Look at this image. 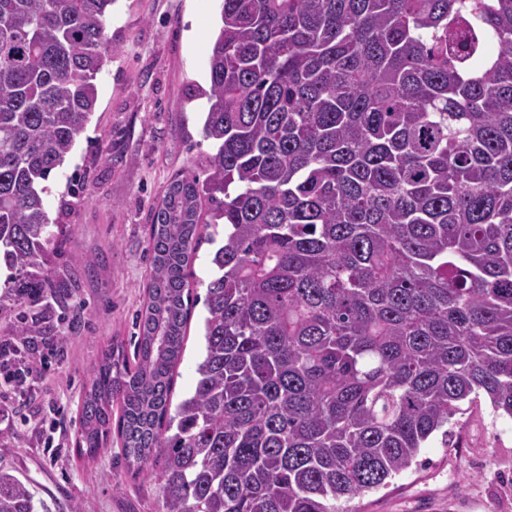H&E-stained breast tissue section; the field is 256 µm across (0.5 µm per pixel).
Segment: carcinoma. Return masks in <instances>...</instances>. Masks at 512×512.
Here are the masks:
<instances>
[{"instance_id":"carcinoma-1","label":"carcinoma","mask_w":512,"mask_h":512,"mask_svg":"<svg viewBox=\"0 0 512 512\" xmlns=\"http://www.w3.org/2000/svg\"><path fill=\"white\" fill-rule=\"evenodd\" d=\"M113 3L0 0V260L62 307L79 278L54 265L46 182L94 111ZM208 80L206 178L155 208L135 360L95 364L79 455L116 403L164 512H339L471 395L512 419V0H220ZM221 223L172 411L188 269ZM0 512H36L6 470Z\"/></svg>"}]
</instances>
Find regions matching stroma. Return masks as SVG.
Instances as JSON below:
<instances>
[{"mask_svg":"<svg viewBox=\"0 0 512 512\" xmlns=\"http://www.w3.org/2000/svg\"><path fill=\"white\" fill-rule=\"evenodd\" d=\"M219 11V0H115L112 59L95 80V111L48 182V214L69 226L57 268L96 266L69 308L50 307L53 324L70 328L66 358L35 402L0 419V469L24 476L38 512H71L75 504L81 512H163L160 481L127 468L118 437L95 460L79 457L77 410L110 344L133 356L152 211L167 185L197 172V159L211 151L203 136L208 104L198 91L208 84ZM213 250L201 243L192 264L197 303L173 374L175 405L196 384ZM448 428L447 440L432 437L421 449L420 466L352 500L353 512H512V419L496 415L481 394L460 403Z\"/></svg>","mask_w":512,"mask_h":512,"instance_id":"1","label":"stroma"}]
</instances>
